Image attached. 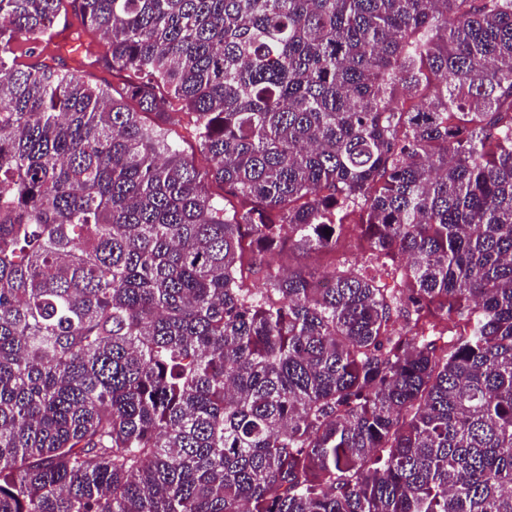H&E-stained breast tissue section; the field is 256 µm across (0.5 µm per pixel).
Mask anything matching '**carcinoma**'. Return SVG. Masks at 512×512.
<instances>
[{"label":"carcinoma","mask_w":512,"mask_h":512,"mask_svg":"<svg viewBox=\"0 0 512 512\" xmlns=\"http://www.w3.org/2000/svg\"><path fill=\"white\" fill-rule=\"evenodd\" d=\"M0 512H512V0H0Z\"/></svg>","instance_id":"cac0c4a2"}]
</instances>
